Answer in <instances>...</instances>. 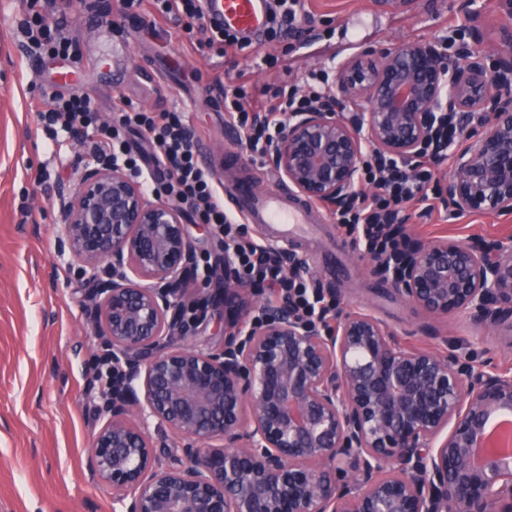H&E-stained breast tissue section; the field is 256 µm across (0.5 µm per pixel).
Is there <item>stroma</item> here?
Segmentation results:
<instances>
[{
  "mask_svg": "<svg viewBox=\"0 0 512 512\" xmlns=\"http://www.w3.org/2000/svg\"><path fill=\"white\" fill-rule=\"evenodd\" d=\"M304 7L308 18L299 32L260 46L280 63L262 70L247 54L217 57L204 35L155 20L148 6L125 11L120 0H70L66 30L80 58L71 86L89 94L104 119L112 118L119 95L152 110H180L216 185L229 175L234 154L260 191L283 192L271 163L251 161L237 129L224 121L219 89L238 72L255 90L283 80L300 85L317 69L337 76L344 60L368 50L421 41L445 46L452 20L468 25L479 17L478 32L466 37H481L496 54L512 30V0H304ZM24 17L21 0H0V512H120L111 490L87 469L103 423L100 345L84 323V281L59 246V196L78 186L99 133L89 129L52 149L33 104L62 91L56 76L63 63L21 60ZM430 204L408 212L418 238H512V213H459L437 197ZM316 210L327 230L320 248L288 244L284 251L316 271L339 314H370L400 343L437 353L442 337L452 336L486 368L512 370V328L487 329L463 312L426 313L370 275L367 257L351 247L335 211L322 204ZM188 230L199 272L188 293L213 297L222 286L207 274L220 253L217 240L204 225ZM336 243L349 248V271L337 272L325 258Z\"/></svg>",
  "mask_w": 512,
  "mask_h": 512,
  "instance_id": "stroma-1",
  "label": "stroma"
}]
</instances>
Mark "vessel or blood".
<instances>
[{"instance_id":"vessel-or-blood-1","label":"vessel or blood","mask_w":512,"mask_h":512,"mask_svg":"<svg viewBox=\"0 0 512 512\" xmlns=\"http://www.w3.org/2000/svg\"><path fill=\"white\" fill-rule=\"evenodd\" d=\"M205 4L213 17L247 35L261 33L268 21V0H205ZM226 192L247 223L266 226L275 238L299 236L313 221L312 206L301 200L287 202L244 182L228 186Z\"/></svg>"}]
</instances>
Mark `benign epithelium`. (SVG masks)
I'll use <instances>...</instances> for the list:
<instances>
[{"label": "benign epithelium", "instance_id": "1", "mask_svg": "<svg viewBox=\"0 0 512 512\" xmlns=\"http://www.w3.org/2000/svg\"><path fill=\"white\" fill-rule=\"evenodd\" d=\"M490 57L477 40L456 58L415 43L347 59L328 105L288 115L268 152L275 174L342 208L363 146L418 157L446 93L483 120L465 129L442 200L459 213H512V54L491 70ZM346 104L363 109L354 124L336 117ZM60 212L85 322L114 373L89 471L122 512H512V464L500 462L509 441L487 435L512 412L511 373L476 364L453 339L444 355L404 347L367 313L321 329L284 298L256 304L227 252L223 347H168L205 309L185 295L197 268L184 210L95 157ZM391 228L397 245L371 254L378 280L436 316L512 324L511 243ZM136 416L174 435L185 462L162 465Z\"/></svg>", "mask_w": 512, "mask_h": 512}]
</instances>
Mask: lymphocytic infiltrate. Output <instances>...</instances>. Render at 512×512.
Listing matches in <instances>:
<instances>
[{"mask_svg":"<svg viewBox=\"0 0 512 512\" xmlns=\"http://www.w3.org/2000/svg\"><path fill=\"white\" fill-rule=\"evenodd\" d=\"M26 2L25 57L38 58L47 53L75 58L64 24L50 27L44 23L43 11L54 0ZM154 5L162 19L181 25L186 33L206 32V44L215 49L218 56L235 55L254 47L252 39L212 23L200 0H154ZM328 79L326 71H314L305 87L281 89L273 97L263 99L248 92L246 85L226 86L220 91L224 119L240 129L242 143L252 158H265L289 113L306 111L325 98ZM37 110L56 146L64 140L79 138L91 125H98L100 139L95 144L96 155L122 161L141 178L147 191L162 189L170 199L188 208L199 223L212 225L221 241L233 245L238 272L244 281L269 289L274 295L289 294L297 310L309 318L324 324L335 319L336 306L326 303L320 289L310 287L304 278L289 276L281 252L247 239L242 231V220L226 211L211 174L198 162L197 142L182 113L148 110L121 98L112 107V121L101 125L91 98L77 91L66 96L52 94L42 100ZM127 130H140L148 136L154 162L163 171L161 184H154L140 156L125 145L122 134ZM464 130L458 112L447 110L441 115L432 137L423 145L415 164L376 152L368 154L353 191L354 202L340 213V223L357 247L381 249L382 225L399 222L409 204L428 200L438 183L430 155L450 158Z\"/></svg>","mask_w":512,"mask_h":512,"instance_id":"f902f5d3","label":"lymphocytic infiltrate"}]
</instances>
